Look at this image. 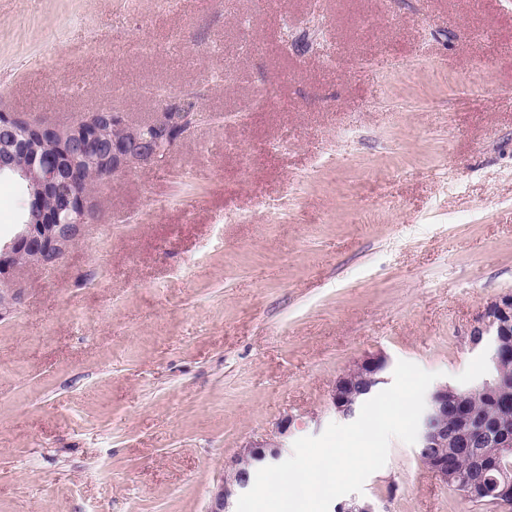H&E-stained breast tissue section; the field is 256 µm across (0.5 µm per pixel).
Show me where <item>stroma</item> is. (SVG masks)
Listing matches in <instances>:
<instances>
[{"instance_id":"1","label":"stroma","mask_w":512,"mask_h":512,"mask_svg":"<svg viewBox=\"0 0 512 512\" xmlns=\"http://www.w3.org/2000/svg\"><path fill=\"white\" fill-rule=\"evenodd\" d=\"M187 92L208 120L10 276L0 512H206L240 449L338 421L365 353L488 372L468 332L512 292V0H0V110L140 125ZM27 203L0 179L1 240ZM362 495L490 512L397 439Z\"/></svg>"}]
</instances>
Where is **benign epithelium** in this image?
<instances>
[{
    "label": "benign epithelium",
    "instance_id": "1",
    "mask_svg": "<svg viewBox=\"0 0 512 512\" xmlns=\"http://www.w3.org/2000/svg\"><path fill=\"white\" fill-rule=\"evenodd\" d=\"M186 103L180 97L167 104L161 118L151 123L154 138L144 141L141 127L129 125L118 112L105 111L81 120L65 130L45 123H29L0 110V177H12L26 189L28 209L14 237L0 243V318L13 313L22 302V291L7 287L11 271L22 263H51L75 240L97 179L117 176L135 164H146L168 153L189 135L182 116ZM469 344L485 346L495 372L470 388L507 405L512 401V379L497 374L512 361V293L491 300L469 331ZM389 366L381 353H369L336 379L332 405L344 418H353L371 399ZM462 388L436 386L421 416L417 455L443 484L457 479L454 460L466 459L473 477L458 484L461 493L480 503L512 508V471L502 460L512 456V429L490 418L464 417L453 408ZM465 418L461 425L448 424V413ZM281 442L248 447L238 453L232 479L214 492L207 512H229V498L245 492L253 483L248 465L279 459ZM336 512H378L374 503L352 498L336 506Z\"/></svg>",
    "mask_w": 512,
    "mask_h": 512
}]
</instances>
